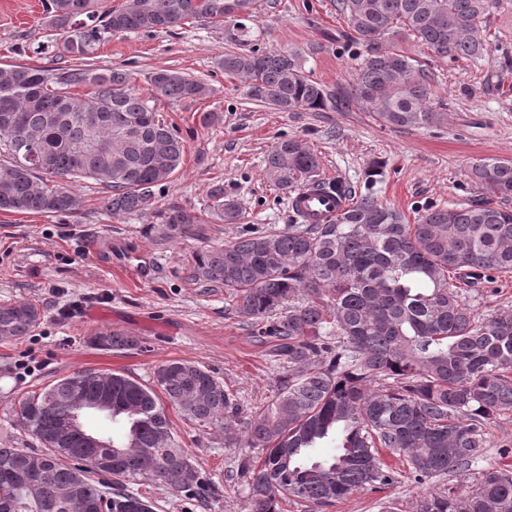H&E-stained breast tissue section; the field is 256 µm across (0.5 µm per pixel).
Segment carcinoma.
<instances>
[{
  "mask_svg": "<svg viewBox=\"0 0 512 512\" xmlns=\"http://www.w3.org/2000/svg\"><path fill=\"white\" fill-rule=\"evenodd\" d=\"M255 0H49L47 26L57 57L71 64L0 69V212L68 214L81 205L74 183L108 190L114 214L144 213L181 167L185 145L156 118L124 69L88 60L107 35L156 32L186 24L224 23L242 12L237 40ZM493 0H336L360 46L356 77L335 92L308 78L295 56L252 48L224 53V73L244 81L250 99L281 112H326L356 102L384 126L438 124L431 107L434 77L419 61L389 48L409 36L441 57L472 60L486 53L478 24ZM153 92L203 98L202 81L178 71L150 76ZM89 92L79 96L74 89ZM317 154L292 139L277 142L264 174L293 196L305 188L344 191L347 208L327 224H289L249 231L191 255L188 279L224 289L232 310L251 321L259 341L271 338L274 361L288 366L273 400L244 432L232 422L240 402L204 367L172 360L154 385L118 372H73L13 399L17 425L38 448L0 446V512H153L151 501L125 488L149 479L176 492L204 495L209 486L175 440L167 408L198 426L224 431V446L260 448L243 465L245 512H279L292 498L323 507L347 494L391 485L379 449L404 459L414 481L468 470L485 457L487 429L512 414V308L486 317L473 301L477 285L512 273V209L490 201L432 207L407 221L370 192L355 193L319 177ZM470 178L485 195L512 196V161L481 159ZM207 213L217 223L242 219L224 186L210 191ZM158 238L203 236L205 218L172 204ZM42 311L31 301L0 304V341L30 334ZM98 346L122 349L138 340L101 334ZM112 389L109 437L122 450L112 468L106 448H87L68 428L71 414L101 388ZM325 442L336 451L318 458ZM415 512H512V469L487 468L465 496L431 492Z\"/></svg>",
  "mask_w": 512,
  "mask_h": 512,
  "instance_id": "cac0c4a2",
  "label": "carcinoma"
}]
</instances>
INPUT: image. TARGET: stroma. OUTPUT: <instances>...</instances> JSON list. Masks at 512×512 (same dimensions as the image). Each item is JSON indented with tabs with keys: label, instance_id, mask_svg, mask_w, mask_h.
<instances>
[{
	"label": "stroma",
	"instance_id": "stroma-1",
	"mask_svg": "<svg viewBox=\"0 0 512 512\" xmlns=\"http://www.w3.org/2000/svg\"><path fill=\"white\" fill-rule=\"evenodd\" d=\"M258 44L295 54L304 73L335 89L349 87L360 51L336 10V0H256L252 23ZM487 54L480 61L436 55L411 39L399 48L435 78L444 105L440 124L395 130L375 123L358 105L328 112H280L250 99L239 79L220 66L232 49L227 26L183 25L159 33L116 34L101 43L96 68L131 73L136 89L149 96L165 123L183 139L184 162L172 183L145 215H112L106 191L92 181L75 186L81 205L71 214L0 212V303L29 300L44 312L30 335L0 342V441L23 442L10 412L11 400L82 369L119 371L148 384L155 367L189 360L208 369L236 396L244 425L268 404L288 372L253 338L247 321L230 308L224 291L189 285L193 251L236 239L251 229H281L294 218L286 194L264 176V161L278 142L292 139L317 153L320 175L416 218L433 206L455 207L481 200L469 170L480 159L512 160V0H495L479 26ZM53 35L43 0H0V68L25 63L48 66ZM172 69L202 80L210 97L171 100L152 94L150 75ZM214 122L203 123L204 113ZM385 166L375 179L373 160ZM243 210L237 224H211L203 237L159 240V213L168 205L206 213L214 185ZM99 333L134 337L136 347L104 350ZM35 356L34 374L18 378L15 364ZM171 428L190 461L218 486L208 503L138 480L153 512H243L246 486L241 467L259 456L256 448H228L224 434L170 412ZM490 448L481 468H512V414L488 429ZM400 475L393 485L359 490L322 512H413L416 499L448 487L465 494L474 473L415 483L402 459L382 452Z\"/></svg>",
	"mask_w": 512,
	"mask_h": 512
}]
</instances>
